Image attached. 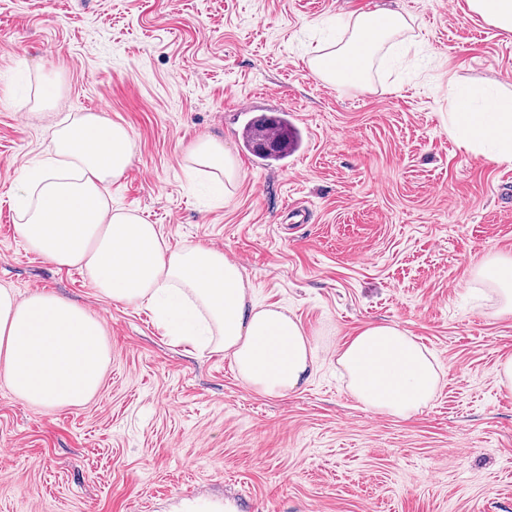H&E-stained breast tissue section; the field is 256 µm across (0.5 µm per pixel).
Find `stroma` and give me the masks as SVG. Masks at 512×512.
I'll return each mask as SVG.
<instances>
[{"instance_id":"stroma-1","label":"stroma","mask_w":512,"mask_h":512,"mask_svg":"<svg viewBox=\"0 0 512 512\" xmlns=\"http://www.w3.org/2000/svg\"><path fill=\"white\" fill-rule=\"evenodd\" d=\"M377 0H0V287L66 296L105 327L109 361L79 406L33 405L0 374V512H512V317L469 283L512 255V167L462 149L451 95L512 96V31L468 0H396L410 28L367 89L331 86L308 52ZM276 106L287 157L242 145L238 103ZM97 112L134 143L107 192L171 245L238 262L257 302L288 308L318 368L288 396L246 386L223 352L172 342L151 313L22 244L14 172L63 119ZM202 138L239 165L225 192L186 171ZM434 356L439 388L404 420L373 413L336 366L366 324Z\"/></svg>"}]
</instances>
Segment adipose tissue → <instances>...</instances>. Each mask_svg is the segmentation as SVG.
Segmentation results:
<instances>
[{
    "mask_svg": "<svg viewBox=\"0 0 512 512\" xmlns=\"http://www.w3.org/2000/svg\"><path fill=\"white\" fill-rule=\"evenodd\" d=\"M408 27L397 10L358 14L348 36L317 49L309 67L326 83L366 87L374 60ZM448 123L467 152L512 166L511 99L454 95ZM53 150L54 159L14 176L16 229L29 251L85 273L101 297L149 309L177 343L215 346L259 394L288 395L315 370L301 323L285 307L255 302L239 264L224 251L171 246L136 211L112 209L106 189L124 178L133 158L125 126L84 113L60 124ZM188 167L222 188L239 177L235 159L213 139L192 146ZM470 280L489 288L496 315L512 317V256L483 259ZM107 357L103 324L84 309L54 293L21 298L0 288V369L18 398L82 405L98 390ZM336 362L366 409L402 419L422 412L439 383L429 350L393 323L360 328Z\"/></svg>",
    "mask_w": 512,
    "mask_h": 512,
    "instance_id": "obj_1",
    "label": "adipose tissue"
}]
</instances>
